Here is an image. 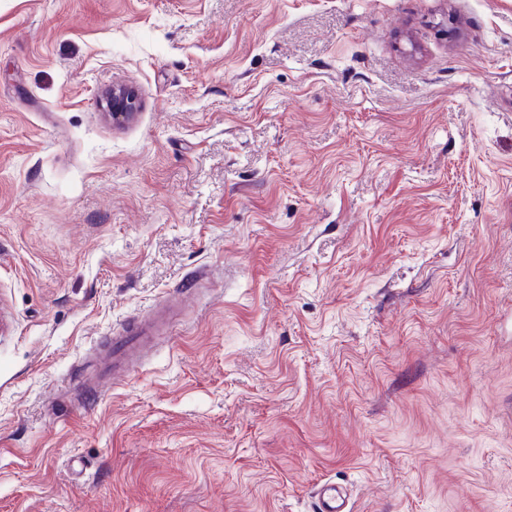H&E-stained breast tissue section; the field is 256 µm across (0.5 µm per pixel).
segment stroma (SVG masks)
<instances>
[{"mask_svg": "<svg viewBox=\"0 0 512 512\" xmlns=\"http://www.w3.org/2000/svg\"><path fill=\"white\" fill-rule=\"evenodd\" d=\"M195 269L141 369L64 388ZM322 479L512 512V0H0V512ZM108 98L112 99V112H109V115L113 123H132L136 120L140 102L135 90L116 84L112 86Z\"/></svg>", "mask_w": 512, "mask_h": 512, "instance_id": "1", "label": "stroma"}]
</instances>
